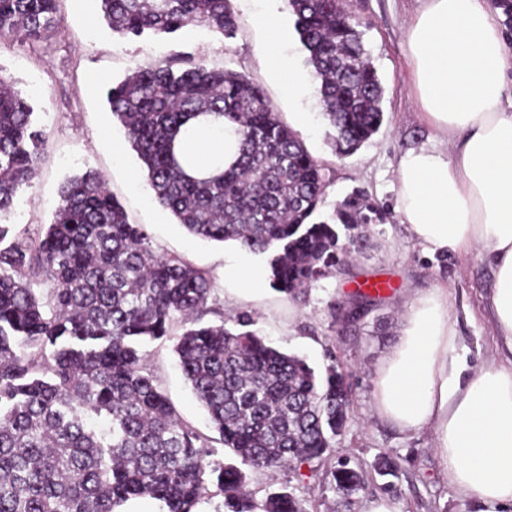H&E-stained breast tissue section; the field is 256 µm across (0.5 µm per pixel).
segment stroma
Masks as SVG:
<instances>
[{
    "mask_svg": "<svg viewBox=\"0 0 512 512\" xmlns=\"http://www.w3.org/2000/svg\"><path fill=\"white\" fill-rule=\"evenodd\" d=\"M354 18L366 53L384 87V120L379 131L354 155L337 157L332 130L319 105L318 84L298 37L282 49L303 76V96L288 100L284 79L263 55L266 17L291 18L288 0H232L238 19L235 38L206 27H189L178 36L113 35L99 19L94 0H63L60 34L48 44L0 42V74L35 105L38 126L47 140L32 187L23 189L11 213L0 222L15 232L35 234L50 223L64 181L88 169L98 171L125 206L131 223L143 225L157 253L183 258L205 272L214 290L210 301L224 315L250 311L256 328L272 346L304 356L316 370L336 363L349 376L351 415L336 454L370 468L379 455L399 463L392 482L399 512H477L450 485L435 455L432 435L421 429L400 432L373 407L375 372L397 343L402 307L413 295L447 289L457 311V330L472 361L492 355L494 344L486 312L493 275L478 252L429 256L413 240L397 211L395 188L400 156L434 142V131L412 90L407 30L418 0H342ZM188 55L212 69H232L259 83L280 120L291 127L310 154L332 172L322 216L353 189L367 191L387 205L390 217L366 228L368 245L354 262L322 279L306 303L297 305L265 287L246 294L224 288L223 245L197 239L151 197L132 149L115 156L112 143L124 139L108 108V83L132 75L147 63L167 64ZM380 284L354 325L334 322L331 304H344L362 284ZM175 337L147 347V364L182 418L202 434L210 428L203 409L176 364Z\"/></svg>",
    "mask_w": 512,
    "mask_h": 512,
    "instance_id": "35a3bbf8",
    "label": "stroma"
}]
</instances>
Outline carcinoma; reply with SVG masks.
<instances>
[{
	"instance_id": "obj_1",
	"label": "carcinoma",
	"mask_w": 512,
	"mask_h": 512,
	"mask_svg": "<svg viewBox=\"0 0 512 512\" xmlns=\"http://www.w3.org/2000/svg\"><path fill=\"white\" fill-rule=\"evenodd\" d=\"M123 37L238 25L231 0H96ZM60 0H0V40L38 44L63 24ZM319 84L340 157L383 122L384 89L341 0H288ZM106 100L140 161L154 201L191 235L238 242L262 255L271 286L305 302L386 209L357 190L315 220L332 178L283 123L264 89L230 69L187 57L148 64L109 85ZM235 128V158L202 166L194 139ZM45 142L34 107L0 76V215L31 185ZM213 284L180 257L157 254L144 230L88 170L67 179L51 223L33 236L0 224V512H116L152 499L161 512H195L209 493L224 512H307L290 480L256 500V473L310 477L336 456L349 421L350 385L330 364L316 373L255 330L209 305ZM214 315L218 321L207 320ZM182 333L177 365L231 450L180 416L145 364L148 343ZM332 512H354L367 476L344 459L330 467Z\"/></svg>"
}]
</instances>
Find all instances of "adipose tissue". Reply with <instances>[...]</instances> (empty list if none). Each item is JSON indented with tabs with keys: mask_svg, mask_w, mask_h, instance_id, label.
<instances>
[{
	"mask_svg": "<svg viewBox=\"0 0 512 512\" xmlns=\"http://www.w3.org/2000/svg\"><path fill=\"white\" fill-rule=\"evenodd\" d=\"M421 2L407 50L440 145L400 157L397 209L428 253L475 250L488 263L494 353L470 365L448 291L434 289L406 304L374 407L401 431H431L449 484L478 512H512V36L491 0Z\"/></svg>",
	"mask_w": 512,
	"mask_h": 512,
	"instance_id": "1",
	"label": "adipose tissue"
}]
</instances>
